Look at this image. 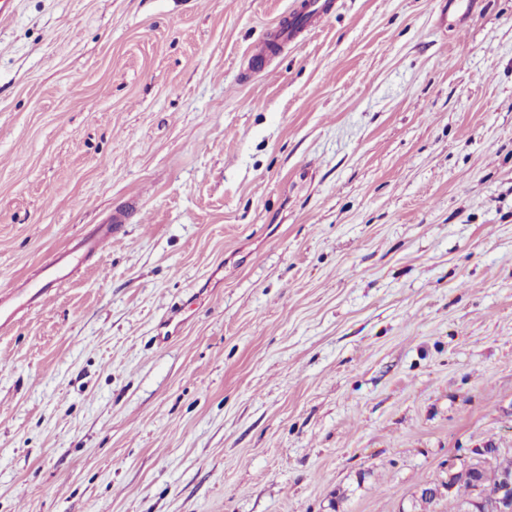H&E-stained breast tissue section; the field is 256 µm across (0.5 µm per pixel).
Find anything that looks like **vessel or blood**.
Returning a JSON list of instances; mask_svg holds the SVG:
<instances>
[{
  "label": "vessel or blood",
  "instance_id": "1",
  "mask_svg": "<svg viewBox=\"0 0 512 512\" xmlns=\"http://www.w3.org/2000/svg\"><path fill=\"white\" fill-rule=\"evenodd\" d=\"M333 0H296L293 9L282 19L270 38L255 43L250 49V59L257 64L268 62L280 47L293 42L300 34L314 28L331 11ZM129 211L112 213L106 223L97 225L83 236L74 251L60 252L47 259L42 278L34 283L14 287L0 293V331L5 330L18 310L32 308L49 297L67 277L73 252L93 254L103 249L111 240L116 225L128 222Z\"/></svg>",
  "mask_w": 512,
  "mask_h": 512
}]
</instances>
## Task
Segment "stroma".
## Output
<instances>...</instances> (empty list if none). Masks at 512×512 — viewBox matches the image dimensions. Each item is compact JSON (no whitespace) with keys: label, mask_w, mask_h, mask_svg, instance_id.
Listing matches in <instances>:
<instances>
[{"label":"stroma","mask_w":512,"mask_h":512,"mask_svg":"<svg viewBox=\"0 0 512 512\" xmlns=\"http://www.w3.org/2000/svg\"><path fill=\"white\" fill-rule=\"evenodd\" d=\"M16 0L0 512H402L512 455V0ZM293 9L282 19L276 31L270 36L255 43L250 49L251 63L259 67L267 64L272 54L280 47L293 42L300 34L314 28L331 11L333 0H296ZM302 17V24L295 23ZM130 214L131 210L112 213L106 224H98L69 251L52 255L44 262L43 276L39 281L21 287H10L7 294L1 291L0 331L7 328L18 310L39 305L60 286L68 276L67 269L71 263V257L75 253L81 252L89 255L102 250L112 240L115 225L128 222Z\"/></svg>","instance_id":"1"}]
</instances>
